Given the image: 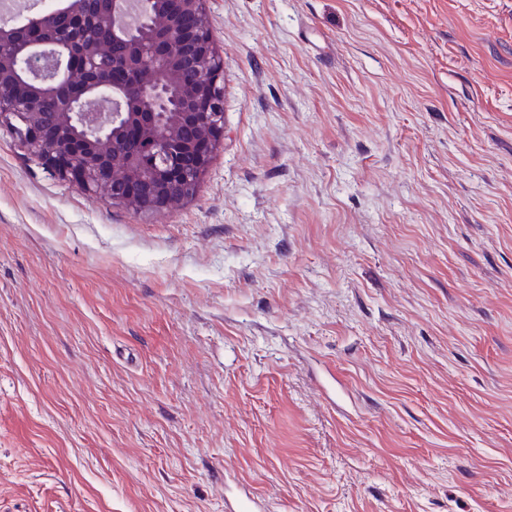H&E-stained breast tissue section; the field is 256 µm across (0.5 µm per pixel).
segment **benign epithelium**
<instances>
[{
  "mask_svg": "<svg viewBox=\"0 0 512 512\" xmlns=\"http://www.w3.org/2000/svg\"><path fill=\"white\" fill-rule=\"evenodd\" d=\"M88 3L0 22V117L48 172L136 211L177 206L224 136L204 0Z\"/></svg>",
  "mask_w": 512,
  "mask_h": 512,
  "instance_id": "obj_1",
  "label": "benign epithelium"
}]
</instances>
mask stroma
Segmentation results:
<instances>
[{"label":"stroma","mask_w":512,"mask_h":512,"mask_svg":"<svg viewBox=\"0 0 512 512\" xmlns=\"http://www.w3.org/2000/svg\"><path fill=\"white\" fill-rule=\"evenodd\" d=\"M206 9L179 206L0 120V512H512V0ZM225 512H263L262 500L255 497L252 492L244 488L233 502L224 501Z\"/></svg>","instance_id":"obj_1"}]
</instances>
